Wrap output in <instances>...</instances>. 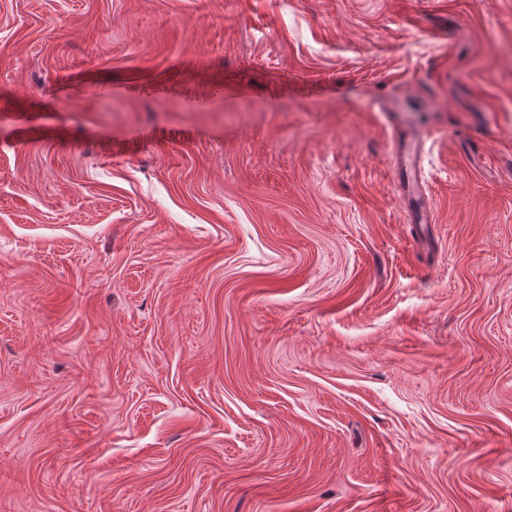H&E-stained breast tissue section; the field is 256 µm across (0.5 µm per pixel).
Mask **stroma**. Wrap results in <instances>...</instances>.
<instances>
[{"mask_svg": "<svg viewBox=\"0 0 512 512\" xmlns=\"http://www.w3.org/2000/svg\"><path fill=\"white\" fill-rule=\"evenodd\" d=\"M0 512H512V0H0Z\"/></svg>", "mask_w": 512, "mask_h": 512, "instance_id": "stroma-1", "label": "stroma"}]
</instances>
